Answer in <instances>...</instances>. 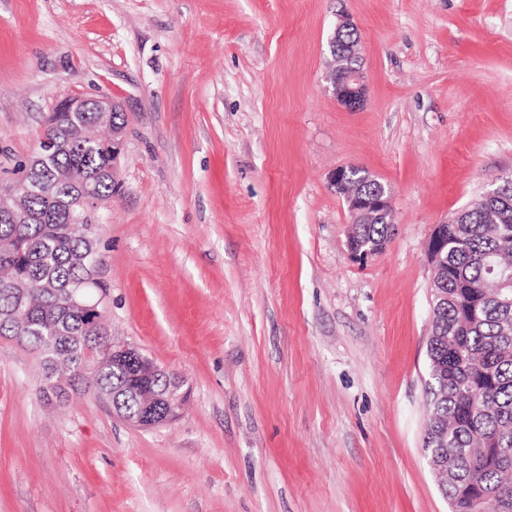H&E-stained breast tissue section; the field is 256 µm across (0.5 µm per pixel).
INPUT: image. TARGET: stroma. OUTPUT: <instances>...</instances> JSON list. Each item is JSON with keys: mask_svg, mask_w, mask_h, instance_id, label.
<instances>
[{"mask_svg": "<svg viewBox=\"0 0 512 512\" xmlns=\"http://www.w3.org/2000/svg\"><path fill=\"white\" fill-rule=\"evenodd\" d=\"M343 12L355 109L325 79ZM78 95L124 119L103 322L189 396L150 429L90 391L49 405L39 353L0 336V512H448L426 242L512 174V0H0V185ZM345 165L392 193L364 262Z\"/></svg>", "mask_w": 512, "mask_h": 512, "instance_id": "stroma-1", "label": "stroma"}]
</instances>
